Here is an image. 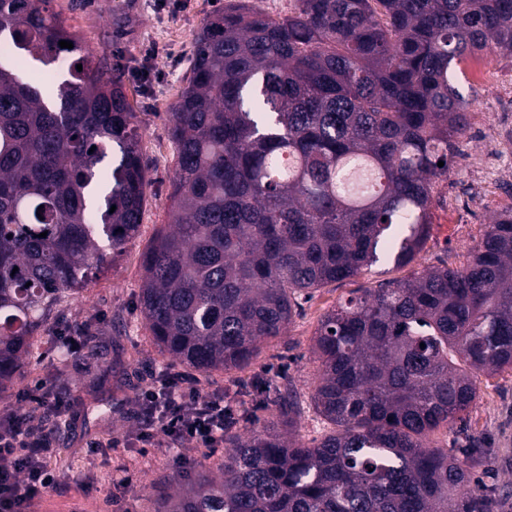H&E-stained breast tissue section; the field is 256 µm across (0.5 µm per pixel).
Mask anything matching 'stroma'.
Instances as JSON below:
<instances>
[{"mask_svg": "<svg viewBox=\"0 0 512 512\" xmlns=\"http://www.w3.org/2000/svg\"><path fill=\"white\" fill-rule=\"evenodd\" d=\"M171 16L169 0H54L67 24L91 48L107 77L120 80L139 120L141 152L149 169L142 221L137 237L105 272L93 276L86 288L66 296L46 317L39 330L49 344L24 366L23 383L44 379L68 405L67 425L57 436L48 466L60 476L35 512H114L111 491L119 479L129 484L122 498L125 512H157L170 478L188 482L215 467L223 451H189V464L176 467L173 448H112L89 454L86 444L134 434L130 413L134 391L162 368L180 370L177 361L160 354L141 312L139 292L143 254L156 233L164 229L170 207L174 147L168 137L167 114L191 75L194 38L204 21L225 0H183ZM165 46L158 58L146 59L149 44ZM498 84L488 87L461 75L459 89L470 102V128L459 138L447 181L439 186L432 206L427 242L410 264L381 261L348 280L331 283L298 300L297 314L286 335L264 344L244 368L199 375L202 388L250 390L262 381L270 387L289 386L297 394L299 431L305 444L320 440L331 426L314 406V383L319 364L312 338L321 317L359 289L399 282L440 266L459 268L478 245L486 224L512 204V182H503L490 197L489 207L474 208L472 166L486 143L477 136L482 125L502 109L512 91V57L485 52ZM92 331L91 353L73 361L61 356L59 339ZM481 436L486 450L476 472H492L498 481L512 479V372L481 379L479 398L466 429H440L431 437L436 448L450 450L466 434Z\"/></svg>", "mask_w": 512, "mask_h": 512, "instance_id": "stroma-1", "label": "stroma"}]
</instances>
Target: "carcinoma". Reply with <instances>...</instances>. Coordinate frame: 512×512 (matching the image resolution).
I'll return each mask as SVG.
<instances>
[{"instance_id": "cac0c4a2", "label": "carcinoma", "mask_w": 512, "mask_h": 512, "mask_svg": "<svg viewBox=\"0 0 512 512\" xmlns=\"http://www.w3.org/2000/svg\"><path fill=\"white\" fill-rule=\"evenodd\" d=\"M61 40L73 48L59 74ZM488 49L512 56V0H295L284 17L228 0L210 16L167 116L168 224L143 260L159 351L208 374L240 368L286 334L300 295L413 262L468 127L455 68ZM32 65L48 79L17 75ZM139 130L53 0H0V391L45 313L137 236ZM313 353L315 406L335 429L303 444L296 395L277 390L279 420L224 427L217 472L173 485L156 512H500L512 486L480 488L475 443L455 455L430 437L466 426L479 377L512 370V206L463 267L328 310Z\"/></svg>"}]
</instances>
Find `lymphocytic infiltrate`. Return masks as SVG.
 I'll use <instances>...</instances> for the list:
<instances>
[{
  "mask_svg": "<svg viewBox=\"0 0 512 512\" xmlns=\"http://www.w3.org/2000/svg\"><path fill=\"white\" fill-rule=\"evenodd\" d=\"M20 407L0 408V512H34L44 495L59 483L46 459L54 451L55 433L66 405L39 380L19 393ZM140 448H174L187 464V444L214 449L224 442V427L236 410L222 391H205L182 374L164 371L142 385L133 401Z\"/></svg>",
  "mask_w": 512,
  "mask_h": 512,
  "instance_id": "1",
  "label": "lymphocytic infiltrate"
}]
</instances>
